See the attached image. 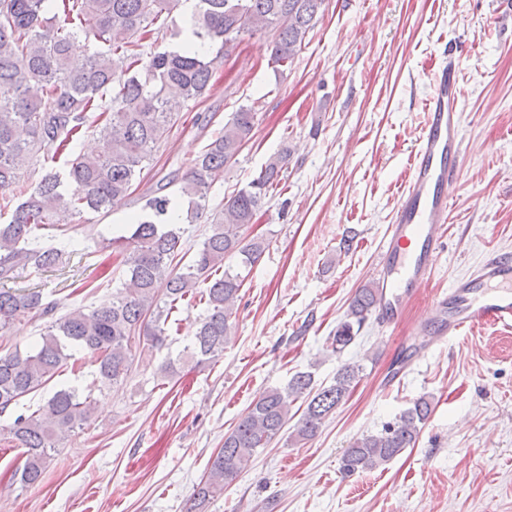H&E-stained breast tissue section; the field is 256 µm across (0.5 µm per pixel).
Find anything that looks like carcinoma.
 Wrapping results in <instances>:
<instances>
[{
	"mask_svg": "<svg viewBox=\"0 0 512 512\" xmlns=\"http://www.w3.org/2000/svg\"><path fill=\"white\" fill-rule=\"evenodd\" d=\"M193 2L190 22L200 48L146 51L158 36L178 34L173 13ZM325 0H0V282L29 269L62 263L65 251L44 242L43 231L63 232L87 211L108 215L124 203L134 182L174 125L180 108L208 93L217 66L229 57L226 45L245 38H267L271 60L293 61L324 13ZM94 43L84 65L72 68L73 42ZM256 112L239 107L181 176L177 190L187 204L158 181L143 196L130 218V235L109 240L118 250L127 278L112 302L93 310L75 308L56 316L59 302L30 289H0V333L27 315L44 321L36 345L0 353V415L22 398L43 390L68 361L82 354L96 366L97 387L124 379L136 352L145 344L165 345L168 321L178 304L205 285L206 310L193 342L178 355L201 363L224 354L230 319L244 278L228 270L212 278L228 256L244 267L255 265L268 247L266 239L247 238L244 229L277 188L287 150L274 157L247 186L219 209L209 206L213 185L237 161L253 137ZM89 131L103 138L97 155L62 159L74 140ZM64 160V170L54 164ZM41 167L44 174L25 184ZM207 225L193 258L183 263L184 224ZM375 307L374 288L366 285L353 297L347 319L332 337V351L348 346L354 328H362ZM360 367L347 365L334 384L314 389L311 375L295 374L284 389L274 388L251 404L224 434L222 448L208 463L187 512H207L211 500L235 482L260 448L277 438L300 398L306 406L296 429L299 441L314 437L348 396ZM432 402L420 397L378 434L365 435L346 449L341 470L354 475L383 466L414 447L432 414ZM93 412L91 394L76 387L50 393L29 414H18L0 427L25 449L20 481L40 484L52 453Z\"/></svg>",
	"mask_w": 512,
	"mask_h": 512,
	"instance_id": "carcinoma-1",
	"label": "carcinoma"
}]
</instances>
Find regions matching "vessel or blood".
Here are the masks:
<instances>
[{"instance_id":"1","label":"vessel or blood","mask_w":512,"mask_h":512,"mask_svg":"<svg viewBox=\"0 0 512 512\" xmlns=\"http://www.w3.org/2000/svg\"><path fill=\"white\" fill-rule=\"evenodd\" d=\"M426 112L374 280L376 316L391 330L430 277L442 243L449 196L464 158L455 64L443 65L435 73ZM432 310V317L422 321L421 327L438 343L483 328L511 334L512 255L486 257L472 272L455 279L447 295L435 298Z\"/></svg>"}]
</instances>
